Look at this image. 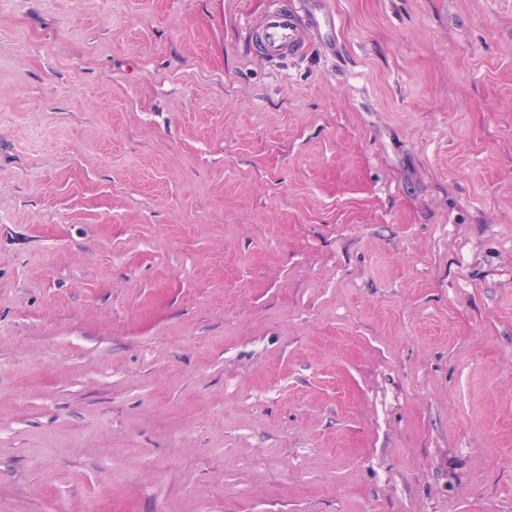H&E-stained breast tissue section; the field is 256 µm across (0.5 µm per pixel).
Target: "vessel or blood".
<instances>
[{"mask_svg":"<svg viewBox=\"0 0 512 512\" xmlns=\"http://www.w3.org/2000/svg\"><path fill=\"white\" fill-rule=\"evenodd\" d=\"M304 7L303 0H294L290 6L275 0L258 25L250 28L252 41L258 44L268 61L300 58L307 54L310 42Z\"/></svg>","mask_w":512,"mask_h":512,"instance_id":"b4317fda","label":"vessel or blood"}]
</instances>
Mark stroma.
Instances as JSON below:
<instances>
[{
  "label": "stroma",
  "mask_w": 512,
  "mask_h": 512,
  "mask_svg": "<svg viewBox=\"0 0 512 512\" xmlns=\"http://www.w3.org/2000/svg\"><path fill=\"white\" fill-rule=\"evenodd\" d=\"M0 0V512H512V0ZM273 3L256 27H248L252 41L270 62L303 57L310 47L309 28L303 20L307 17L305 0L294 2L291 7L278 1Z\"/></svg>",
  "instance_id": "obj_1"
}]
</instances>
